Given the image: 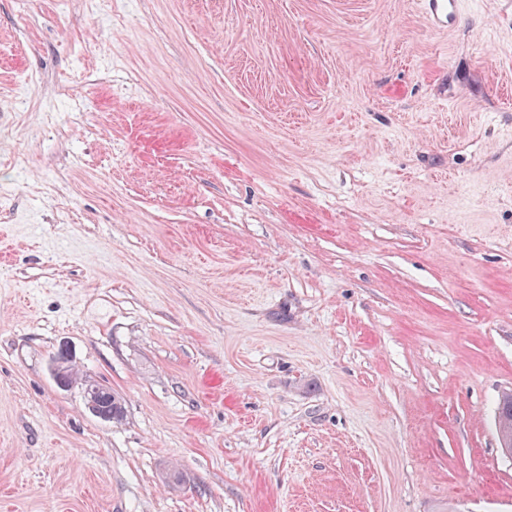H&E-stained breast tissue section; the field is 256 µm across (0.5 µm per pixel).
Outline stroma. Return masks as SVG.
I'll return each mask as SVG.
<instances>
[{
	"label": "stroma",
	"instance_id": "35a3bbf8",
	"mask_svg": "<svg viewBox=\"0 0 512 512\" xmlns=\"http://www.w3.org/2000/svg\"><path fill=\"white\" fill-rule=\"evenodd\" d=\"M509 389L512 0H0V512H512ZM421 13L428 23L439 30H453L463 13L464 0H420ZM84 395L87 408L95 415L119 420L123 416V407L120 398L112 393L108 388L100 384L87 383L85 385ZM111 408L109 414L107 409ZM495 423L497 426L499 441L502 447L503 439L506 441L507 448L504 450L511 453L512 448V391L501 395L496 412ZM503 448V447H502Z\"/></svg>",
	"mask_w": 512,
	"mask_h": 512
}]
</instances>
